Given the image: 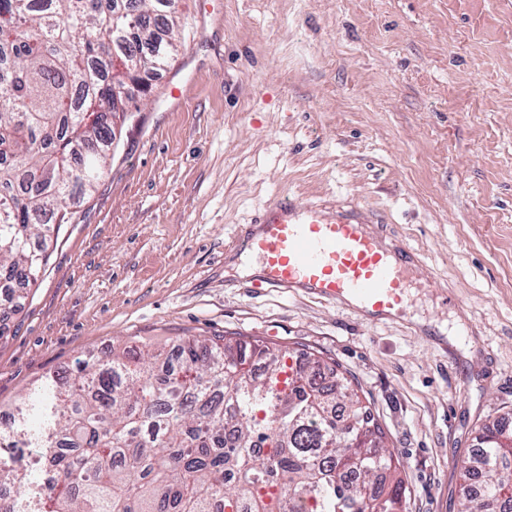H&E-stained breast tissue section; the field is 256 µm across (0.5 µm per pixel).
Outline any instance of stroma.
<instances>
[{
    "mask_svg": "<svg viewBox=\"0 0 512 512\" xmlns=\"http://www.w3.org/2000/svg\"><path fill=\"white\" fill-rule=\"evenodd\" d=\"M78 223L0 334V410L134 340L306 349L362 388L407 512H458L459 462L512 425V0H179ZM369 215L412 252L371 320L229 269L277 196Z\"/></svg>",
    "mask_w": 512,
    "mask_h": 512,
    "instance_id": "1",
    "label": "stroma"
}]
</instances>
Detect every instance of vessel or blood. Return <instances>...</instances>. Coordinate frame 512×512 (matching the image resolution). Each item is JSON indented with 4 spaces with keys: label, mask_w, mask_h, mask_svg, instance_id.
I'll list each match as a JSON object with an SVG mask.
<instances>
[{
    "label": "vessel or blood",
    "mask_w": 512,
    "mask_h": 512,
    "mask_svg": "<svg viewBox=\"0 0 512 512\" xmlns=\"http://www.w3.org/2000/svg\"><path fill=\"white\" fill-rule=\"evenodd\" d=\"M256 222L245 247L263 267L258 287L305 288L355 304L371 319L388 318L406 304L411 256L386 249L364 213L277 198Z\"/></svg>",
    "instance_id": "1"
}]
</instances>
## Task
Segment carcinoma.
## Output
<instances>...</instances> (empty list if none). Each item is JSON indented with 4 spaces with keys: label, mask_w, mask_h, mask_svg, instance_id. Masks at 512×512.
I'll return each instance as SVG.
<instances>
[{
    "label": "carcinoma",
    "mask_w": 512,
    "mask_h": 512,
    "mask_svg": "<svg viewBox=\"0 0 512 512\" xmlns=\"http://www.w3.org/2000/svg\"><path fill=\"white\" fill-rule=\"evenodd\" d=\"M177 0H0V322L102 180L129 102L167 66ZM79 363L0 424V512H406L401 461L351 381L312 352L176 337ZM270 448L255 456L252 448ZM8 448L44 459L38 490ZM459 512H512V429L482 427Z\"/></svg>",
    "instance_id": "cac0c4a2"
}]
</instances>
